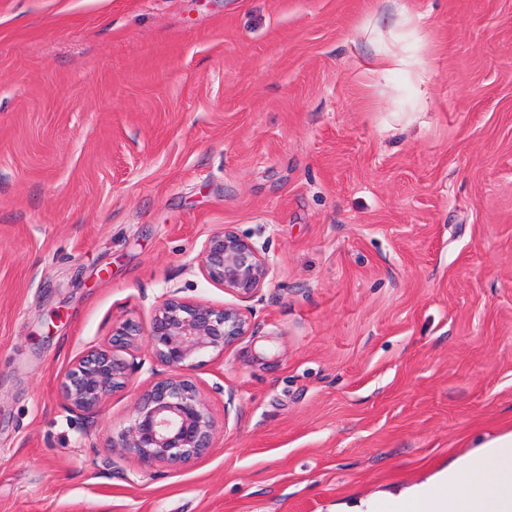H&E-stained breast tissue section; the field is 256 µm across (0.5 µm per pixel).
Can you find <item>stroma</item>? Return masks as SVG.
Masks as SVG:
<instances>
[{"mask_svg":"<svg viewBox=\"0 0 512 512\" xmlns=\"http://www.w3.org/2000/svg\"><path fill=\"white\" fill-rule=\"evenodd\" d=\"M397 64L381 67L382 57ZM274 273L194 376L188 469L65 370L170 292ZM512 431V0H0V512H346ZM197 259L199 271L206 280L242 302L262 290L272 271L263 250L224 227L204 241Z\"/></svg>","mask_w":512,"mask_h":512,"instance_id":"stroma-1","label":"stroma"}]
</instances>
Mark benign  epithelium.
Returning <instances> with one entry per match:
<instances>
[{
	"instance_id": "benign-epithelium-1",
	"label": "benign epithelium",
	"mask_w": 512,
	"mask_h": 512,
	"mask_svg": "<svg viewBox=\"0 0 512 512\" xmlns=\"http://www.w3.org/2000/svg\"><path fill=\"white\" fill-rule=\"evenodd\" d=\"M198 268L206 280L247 302L266 284L272 264L254 243L223 227L202 244ZM251 316L247 307L216 308L168 294L156 307L146 336L150 355L170 374L138 389L129 423L112 436L110 446L147 467L173 468L190 466L214 447L217 425L193 376L194 359L202 352L224 356L247 335ZM138 335V325L125 323L112 333L110 345L78 357L60 382L64 405L92 416L108 394L128 387L129 367L116 351L132 346Z\"/></svg>"
}]
</instances>
